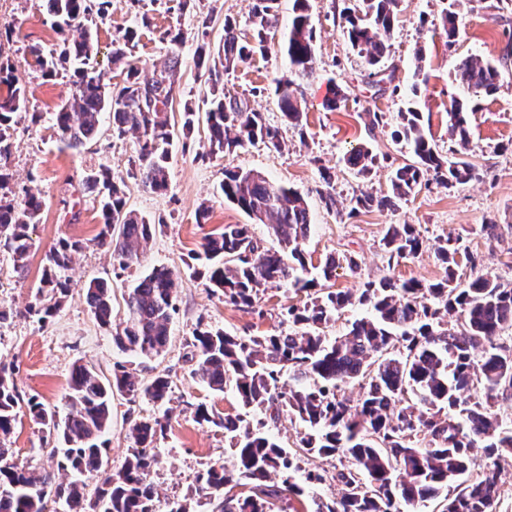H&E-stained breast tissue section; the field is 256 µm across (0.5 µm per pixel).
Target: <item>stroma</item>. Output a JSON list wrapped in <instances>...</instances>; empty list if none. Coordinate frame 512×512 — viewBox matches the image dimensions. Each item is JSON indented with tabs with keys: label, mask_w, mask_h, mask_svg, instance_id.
Instances as JSON below:
<instances>
[{
	"label": "stroma",
	"mask_w": 512,
	"mask_h": 512,
	"mask_svg": "<svg viewBox=\"0 0 512 512\" xmlns=\"http://www.w3.org/2000/svg\"><path fill=\"white\" fill-rule=\"evenodd\" d=\"M492 0H460L458 11L462 31L454 48H447L441 26L446 0H401L389 64L392 83L399 94L378 92L369 86L365 63L345 35L346 22L341 15L344 0H309V13L315 28L316 69L312 79L303 83L307 124L304 133L286 131L287 145L281 151L268 150L263 144L247 146L229 156L208 157V128L198 122L190 140L174 139L169 163V188L164 194L146 190L130 173L132 137L117 139L101 134L81 150L66 148L59 142L49 120L71 90L69 75L43 76L28 52V45H49L57 35L47 14L45 0H10L0 8V56L11 59L26 86L30 111L46 113L39 124L19 120L13 133L9 159L12 174L7 197L22 199L25 189L38 190L43 199L38 224L32 225L33 248L24 274H17L9 254L0 251V306L17 309V316L0 323V364L14 367L21 399L37 397L57 411H65L69 395V375L74 365L94 367L110 374L115 362L122 360L108 331L101 328L86 301L84 286L102 277L112 283V317L125 316L124 297L136 278L163 265L174 274L178 311L172 321L171 341L161 356L138 365L141 378L156 373L171 381L170 402L159 407L141 397L114 393L112 425L107 465L121 468L132 446L129 433L134 421L147 416L164 417L166 429L156 442L158 462L149 480L158 492L155 512H167L171 500L195 498L196 477L216 463L232 464V451L224 434L198 424L195 408L206 404L220 413H237L239 402L233 388L217 393L209 389L195 373L188 358L190 342L198 324L205 323L239 337L257 336L278 329L288 305L296 295L286 288L270 289L261 296V313H247L227 305L222 296L212 293L199 276L202 267L197 255L208 234L226 224H245L248 216L236 205L224 201L216 190L228 168L253 170L298 190L308 201L312 232L305 251L312 264L323 262L334 252L355 253L361 267L357 274L339 272L334 287L357 290L362 282L385 276L415 278L425 283L441 279L444 271L433 245L438 238L462 235L470 251L477 254V266L461 263L459 282H468L474 274H484L504 283H512V236L491 241L481 233L482 224L493 220L512 224V58L504 59L506 39L503 30L512 21V10L501 13L491 7ZM179 0H112V9L98 28L96 67L110 84L121 83L119 69L111 62L112 41L126 29L138 26L141 14L152 24L141 28L135 56L150 65L161 61L169 51L162 35L171 27L181 29L185 42L181 47V80L170 113L172 124H179L184 104H192L205 113L207 86L202 71L194 64L196 34L201 14L212 13L209 29L211 43L224 36L225 19L237 22L242 35H250L249 16L254 0H202L199 7L179 10ZM293 16V0H279L278 38L272 40L265 56L240 64L224 77L226 92L248 101L262 112L267 124L281 126L282 113L272 94L275 80L287 72L281 35ZM422 50L424 72L428 77L420 106L425 132L439 152H447V110L452 100L467 98V91L454 79L457 61L476 55L497 64L501 71L498 91L478 102L470 116V140L465 158L483 169L479 182L447 188L436 182L428 185L394 210L352 212L351 201L364 192L377 195L390 187L392 169L412 162L403 145L392 141L391 132L402 107L401 92L413 82L412 57ZM338 85L345 99L337 109H328L325 100L331 85ZM382 112L384 124L374 133L365 130L366 111ZM368 144L383 158L370 176L347 167L343 156L351 145ZM109 167L122 181L130 209L150 223L156 233L131 268L113 269L109 253L93 245L101 227L98 204L82 192L83 173ZM333 175L337 209L327 211L321 201V169ZM210 207L206 223H198L200 204ZM390 224L416 225L426 248L416 257L390 267L381 257L380 240ZM63 238L86 241L76 255L71 270L70 293L56 315L47 322L21 315L32 302L42 274L45 254ZM55 441L44 433L27 412H20L8 445L18 462L37 468L54 464L50 450Z\"/></svg>",
	"instance_id": "1"
}]
</instances>
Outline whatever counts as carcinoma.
Returning a JSON list of instances; mask_svg holds the SVG:
<instances>
[{
	"label": "carcinoma",
	"instance_id": "carcinoma-1",
	"mask_svg": "<svg viewBox=\"0 0 512 512\" xmlns=\"http://www.w3.org/2000/svg\"><path fill=\"white\" fill-rule=\"evenodd\" d=\"M59 39L51 48L29 46L42 72L54 76L73 67L68 99L50 120L59 140L78 150L101 134L103 117L117 138L134 141V169L141 185L163 194L169 184V159L174 129L168 118L179 81V49L184 35L168 29L170 51L152 76L133 54L137 31L128 29L112 41V62L122 66V85L114 89L95 67L98 23L112 0H46ZM361 14L344 15L347 38L367 65L368 84L384 91L382 76L400 0H360ZM457 0H448L442 26L448 48L461 33ZM278 0H255L252 33L241 38L236 25L224 20V39L212 46L206 38L212 18L201 17L195 66L208 84L205 112L209 150L201 158L230 155L248 145L263 144L279 151L285 146L280 129L267 125L262 114L224 90V74L267 51L266 32L276 27ZM315 31L308 0H294L286 36L290 76L276 82L274 93L285 124L304 134L300 85L315 70ZM501 74L481 58L459 59L455 80L477 100L495 94ZM25 86L14 66L0 61V190L10 182L8 161L16 117L27 112ZM469 101L458 99L448 110V139L458 145L441 154L427 137L424 116L414 106L398 113L392 137L405 145L414 161L396 168L386 194H362L351 212L395 209L414 195L426 177L448 188L484 178V172L463 157L470 136ZM183 137L199 121L186 105L181 115ZM346 164L361 174L371 172L377 156L364 143L345 153ZM325 189L321 201L336 209L332 176L320 171ZM84 191L97 201L102 224L94 242L110 253L122 271L137 263L153 238L156 225L127 207L124 191L102 167L86 175ZM219 194L257 224L268 226L279 249H265L249 224H226L208 235L202 250L206 281L224 302L255 313L261 292L287 286L304 299L286 311L290 329L260 336H232L222 329L199 326L191 345L197 374L216 392L228 385L236 391L240 412L221 414L204 404L195 418L201 425L224 431L233 464H214L197 477V493L215 512H275L288 503L292 512H417L435 502L440 512H499L504 494L501 473L512 467V428L503 426L494 407L512 400V287L482 274L462 285L456 268L460 259L475 263L459 236L437 242L434 253L444 276L425 284L416 279L384 277L368 281L355 295L328 286L337 270L359 269L351 253L328 256L311 274L304 243L311 231L309 206L296 190L251 170L227 169ZM43 200L28 189L21 201L0 197V248L21 273L33 247L30 226L39 222ZM86 243L63 238L46 254L35 301L25 313L45 322L68 296L64 277L74 256ZM424 240L413 224H390L381 240L388 263L421 253ZM86 300L113 343L139 359L164 352L170 339L177 292L171 272L154 268L128 288L126 319L112 326V285L94 278L85 287ZM368 313L352 321L347 332L325 333L336 315L354 305ZM359 387V398L348 399L343 386ZM67 412L46 407L35 397L26 402L30 417L56 436L61 448L50 470H37L15 460L6 441L21 409L11 368L0 365V512H49L60 503L64 512H154L157 492L149 481L154 453L165 424L151 416L130 428L133 448L117 471L103 469L112 422V396L142 395L162 405L171 392L164 374L141 379L124 362L102 376L86 365L73 366ZM260 411L275 421L284 411L301 426L295 450L282 446L268 422L252 425L247 416ZM483 449L482 461L472 449ZM319 457L336 461L331 479L339 497L324 501L308 488L323 480L313 471L302 481L269 485L270 473L295 472L297 460ZM98 485L89 495L84 478Z\"/></svg>",
	"mask_w": 512,
	"mask_h": 512
}]
</instances>
